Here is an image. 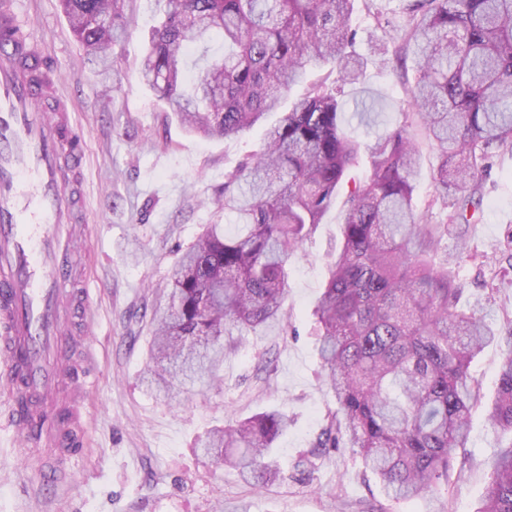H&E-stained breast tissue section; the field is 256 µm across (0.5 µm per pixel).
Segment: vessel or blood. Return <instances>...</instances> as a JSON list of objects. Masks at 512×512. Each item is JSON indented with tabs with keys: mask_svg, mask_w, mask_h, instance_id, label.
I'll use <instances>...</instances> for the list:
<instances>
[{
	"mask_svg": "<svg viewBox=\"0 0 512 512\" xmlns=\"http://www.w3.org/2000/svg\"><path fill=\"white\" fill-rule=\"evenodd\" d=\"M58 82L43 70L16 0H0V412L32 446L53 442L39 479L44 493L66 483L63 462L82 444L78 414L62 422L44 405L27 418L19 407L20 397L51 396L59 357L79 345L61 313L77 263L71 190L82 136L67 101L45 99Z\"/></svg>",
	"mask_w": 512,
	"mask_h": 512,
	"instance_id": "b4317fda",
	"label": "vessel or blood"
}]
</instances>
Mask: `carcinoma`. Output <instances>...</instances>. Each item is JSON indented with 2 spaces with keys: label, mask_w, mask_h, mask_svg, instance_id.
<instances>
[{
  "label": "carcinoma",
  "mask_w": 512,
  "mask_h": 512,
  "mask_svg": "<svg viewBox=\"0 0 512 512\" xmlns=\"http://www.w3.org/2000/svg\"><path fill=\"white\" fill-rule=\"evenodd\" d=\"M163 17L144 55L142 81L188 132L232 137L262 124L310 63L333 62L356 84L350 48L354 0H158ZM93 74L126 22L125 0H60ZM401 37L416 47L410 90L418 124L359 143L342 128L345 104L322 79L265 130L263 149L224 175L222 208L241 231L210 224L180 257L151 318L150 388L223 383L224 341L288 324L289 260L322 223L360 154L366 180L349 192L341 246L315 315L322 377L336 409L318 443L345 441L388 497L412 500L448 480L468 433L478 382L473 359L509 350L488 413L512 432V319L497 330L482 310L457 307L474 259L465 228L478 223L482 179L512 152V0H407ZM224 54L191 82L189 49L211 35ZM435 143L434 200L448 222L423 220L413 202L416 137ZM455 239L451 248L445 240ZM288 415L263 410L208 430L196 446L254 486L280 476L278 440ZM512 512V443L498 448L481 506Z\"/></svg>",
  "instance_id": "cac0c4a2"
}]
</instances>
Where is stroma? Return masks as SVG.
Here are the masks:
<instances>
[{"instance_id": "stroma-1", "label": "stroma", "mask_w": 512, "mask_h": 512, "mask_svg": "<svg viewBox=\"0 0 512 512\" xmlns=\"http://www.w3.org/2000/svg\"><path fill=\"white\" fill-rule=\"evenodd\" d=\"M19 12L43 55L64 78L60 93L84 135V175L78 188L89 230L86 269L93 301V385L84 413L83 451L68 460V487L43 503L30 499L39 482L38 450L0 430V512H474L489 481L497 449L507 439L487 420L505 344L487 346L471 373L481 386L464 448L447 482L427 497L396 502L347 448L316 451L335 402L323 384L314 308L341 244L344 198L299 246L289 265L286 330L251 336L224 358V381L168 395L142 383L149 362L151 305L181 252L205 225L237 226L218 212L225 173L259 151L263 131L232 138L187 134L139 79L143 50L158 24L155 0H126L125 37L112 45V74L100 79L73 35L59 0H19ZM385 27H377V20ZM355 48L368 64L359 84L343 89L347 103L374 101L367 114H349L346 131L365 142L413 120L410 88L417 57L383 61L381 45L403 32L400 0H355ZM415 203L426 219L447 212L433 201L439 150L420 144ZM512 230V153L499 154L484 181L480 223L467 236L478 257L469 264L464 304L488 308L494 326L512 318V274L495 277L496 260ZM497 291L487 294L485 279ZM264 409L287 413L279 442L281 477L258 488L236 471L202 456L197 435L224 421ZM313 453L302 478L294 463Z\"/></svg>"}]
</instances>
